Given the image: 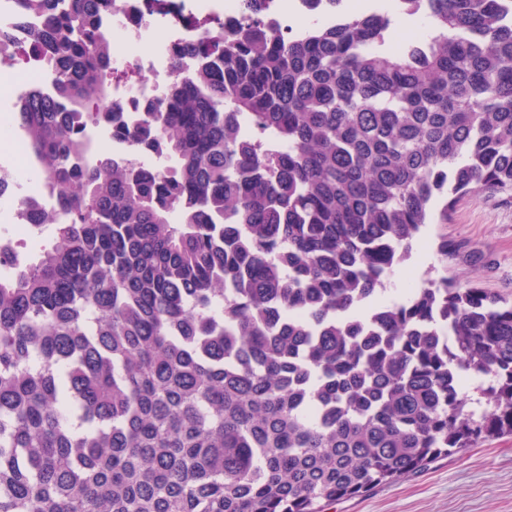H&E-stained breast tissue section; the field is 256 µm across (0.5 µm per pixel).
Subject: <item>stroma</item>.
I'll list each match as a JSON object with an SVG mask.
<instances>
[{"mask_svg":"<svg viewBox=\"0 0 512 512\" xmlns=\"http://www.w3.org/2000/svg\"><path fill=\"white\" fill-rule=\"evenodd\" d=\"M447 252H440V240ZM449 277L512 300V191L458 199L447 223L426 225L410 259L395 266L390 295L427 275ZM325 512H512V435H498L460 455Z\"/></svg>","mask_w":512,"mask_h":512,"instance_id":"35a3bbf8","label":"stroma"}]
</instances>
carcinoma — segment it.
<instances>
[{
    "instance_id": "cac0c4a2",
    "label": "carcinoma",
    "mask_w": 512,
    "mask_h": 512,
    "mask_svg": "<svg viewBox=\"0 0 512 512\" xmlns=\"http://www.w3.org/2000/svg\"><path fill=\"white\" fill-rule=\"evenodd\" d=\"M51 89L16 105L60 209L0 275V512H323L512 434V302L386 278L512 188V0H397L285 39L217 24L137 120L112 0H22ZM173 162L102 158L92 131ZM467 376L485 408L463 391Z\"/></svg>"
}]
</instances>
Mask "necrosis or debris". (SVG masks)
I'll return each mask as SVG.
<instances>
[{"label": "necrosis or debris", "instance_id": "obj_1", "mask_svg": "<svg viewBox=\"0 0 512 512\" xmlns=\"http://www.w3.org/2000/svg\"><path fill=\"white\" fill-rule=\"evenodd\" d=\"M243 18L242 0H112L111 12L100 18L112 36V65L137 75L135 81L113 85V99L129 119H136L150 100L162 95L164 79L177 70L189 75L198 69V58L186 48L202 36L203 22L232 28ZM0 198L17 202L10 235H0V266L5 268L15 258L18 240L39 242L41 215L57 201L40 183L25 182L20 164L0 166Z\"/></svg>", "mask_w": 512, "mask_h": 512}]
</instances>
